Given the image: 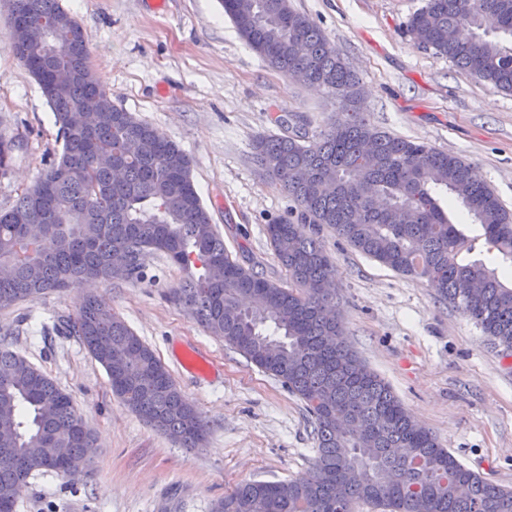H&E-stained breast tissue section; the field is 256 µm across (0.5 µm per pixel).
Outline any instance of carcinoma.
<instances>
[{
    "mask_svg": "<svg viewBox=\"0 0 512 512\" xmlns=\"http://www.w3.org/2000/svg\"><path fill=\"white\" fill-rule=\"evenodd\" d=\"M240 36L271 67L296 72L336 100L319 136L268 134L255 165L293 199L300 223L270 224L268 238L288 285L232 260L191 176L189 156L116 106L91 69L84 32L59 0H10L7 46L47 99L59 157L35 185L0 211V309L86 279L130 280L152 250L186 274L174 300L213 335L305 403L317 451L287 483L251 481L211 512H512V489L487 482L417 424L344 337L336 269L307 232L326 225L356 250L437 294L512 351V285L481 260L463 262L468 238L439 205L458 199L481 225L488 249L512 263V213L470 165L422 142L392 136L358 111V78L291 0H222ZM414 43L460 72L512 93V0H425L409 18ZM16 139L0 136V172ZM124 249L126 264L112 267ZM224 264V276L208 268ZM77 336L107 371L112 393L185 448H202L208 427L155 353L112 310L85 300ZM95 435L71 396L6 346L0 347V494L18 501L36 471L64 460L86 469Z\"/></svg>",
    "mask_w": 512,
    "mask_h": 512,
    "instance_id": "1",
    "label": "carcinoma"
}]
</instances>
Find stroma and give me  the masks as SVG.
I'll use <instances>...</instances> for the list:
<instances>
[{
	"instance_id": "35a3bbf8",
	"label": "stroma",
	"mask_w": 512,
	"mask_h": 512,
	"mask_svg": "<svg viewBox=\"0 0 512 512\" xmlns=\"http://www.w3.org/2000/svg\"><path fill=\"white\" fill-rule=\"evenodd\" d=\"M425 0H292L336 46L361 83L358 107L380 130L461 155L512 210V94L460 73L415 45L407 19ZM81 24L89 64L113 103L176 142L211 222L239 264L287 283L266 228L298 217L295 202L252 160V143L277 133L275 116L314 136L336 117L327 91L272 69L240 37L220 0H61ZM0 135L17 138L0 209L11 207L62 152L40 86L7 47L0 23ZM441 205L503 282L512 265L489 254L463 205ZM319 240L336 267L348 340L416 422L486 481L512 488V353L440 299L426 280L355 250L329 227ZM184 272L161 251L141 279L89 281L0 309V345L72 397L97 437L86 474L30 477L16 512H210L249 481L306 473L316 436L304 402L278 378L211 336L173 300ZM119 315L168 369L209 429L189 452L147 426L111 389L81 340L61 331L86 295Z\"/></svg>"
}]
</instances>
